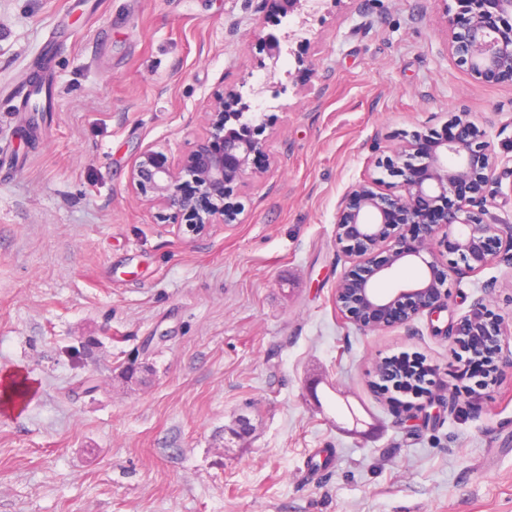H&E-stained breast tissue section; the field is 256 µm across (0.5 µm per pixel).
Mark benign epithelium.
Masks as SVG:
<instances>
[{"label": "benign epithelium", "mask_w": 512, "mask_h": 512, "mask_svg": "<svg viewBox=\"0 0 512 512\" xmlns=\"http://www.w3.org/2000/svg\"><path fill=\"white\" fill-rule=\"evenodd\" d=\"M447 10L448 50L467 65L480 84H512V0H453ZM295 38L290 30L269 34L264 47L273 59ZM250 104L230 89L207 112L205 130L194 149L173 161L165 154L144 151L130 172V183L146 201L160 206L176 220L178 230L193 236L213 224H235L240 205L230 188L257 175L256 155H268L267 139L259 126L244 118ZM499 159L491 142L478 139L474 129L454 138L436 137L418 152V136L391 148L378 167L400 179L397 193L368 178L355 184L336 209V240L351 261L336 286V306L365 332L411 327L423 313L440 316L448 310L452 278L461 280L484 268L503 263L512 269V225L488 222L487 186L500 183ZM459 231L451 253L443 260L434 251L438 235L452 227ZM409 265L421 275L397 280ZM394 281L388 292L379 283ZM438 336L476 333L489 346L496 381L512 372V332L476 299L459 319L433 327Z\"/></svg>", "instance_id": "1"}]
</instances>
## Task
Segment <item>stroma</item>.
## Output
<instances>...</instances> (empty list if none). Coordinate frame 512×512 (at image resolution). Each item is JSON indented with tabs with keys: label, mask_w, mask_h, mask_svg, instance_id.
Wrapping results in <instances>:
<instances>
[{
	"label": "stroma",
	"mask_w": 512,
	"mask_h": 512,
	"mask_svg": "<svg viewBox=\"0 0 512 512\" xmlns=\"http://www.w3.org/2000/svg\"><path fill=\"white\" fill-rule=\"evenodd\" d=\"M444 0H0V512H512V375L420 422L375 388L406 352L455 383L460 346L428 316L366 333L335 304L336 207L376 147L465 113L502 169L512 222V85L448 50ZM299 39L259 102L260 177L237 224L197 238L130 184L147 150L179 159L215 98L263 80L261 39ZM41 79L46 112L24 90ZM492 292H485V285ZM512 326V269L452 283ZM145 379H120L131 361ZM253 426L241 440L238 415Z\"/></svg>",
	"instance_id": "35a3bbf8"
}]
</instances>
